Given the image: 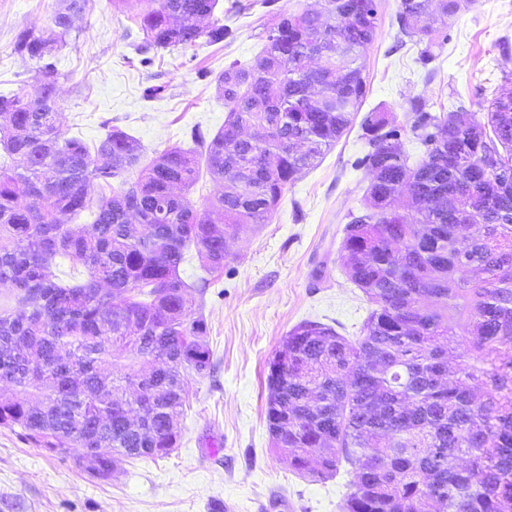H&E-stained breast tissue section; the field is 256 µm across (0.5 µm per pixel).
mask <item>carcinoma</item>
I'll return each mask as SVG.
<instances>
[{
  "instance_id": "obj_1",
  "label": "carcinoma",
  "mask_w": 512,
  "mask_h": 512,
  "mask_svg": "<svg viewBox=\"0 0 512 512\" xmlns=\"http://www.w3.org/2000/svg\"><path fill=\"white\" fill-rule=\"evenodd\" d=\"M218 2L109 0L138 11L147 66L152 51L224 42ZM475 2L400 0L398 37L433 60L437 26ZM86 4L66 0L46 35H17L39 83L0 94V383L11 385L0 426L49 451L80 449L104 479L124 459L178 447L187 378L212 369L205 317L186 305L209 280L191 285L180 266L193 248L205 272L223 271L226 238L267 223L352 127L380 3L275 14L258 67L232 62L217 78L224 126L211 137L195 126L199 149L144 165L139 140L108 121L93 149L61 132L57 59ZM412 108L424 147L414 165L391 113L361 120L367 151L353 168L370 182L342 251L374 309L354 341L316 321L288 332V367L267 375L272 447L300 474L354 468L343 512H512V88L483 123L463 106ZM203 166L219 190L198 206ZM95 185L109 193L92 198ZM88 208L92 223L62 222ZM59 257L85 278L63 283Z\"/></svg>"
}]
</instances>
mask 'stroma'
Listing matches in <instances>:
<instances>
[{"instance_id":"stroma-1","label":"stroma","mask_w":512,"mask_h":512,"mask_svg":"<svg viewBox=\"0 0 512 512\" xmlns=\"http://www.w3.org/2000/svg\"><path fill=\"white\" fill-rule=\"evenodd\" d=\"M58 0H0V93L38 83L34 61L14 51L16 34L45 31ZM289 0H220L216 12L233 32L219 45L203 42L158 51L144 67L135 12L88 0L79 30L61 53L57 90L65 137L96 147L105 122L133 135L146 157L191 147L190 129L213 134L227 115L216 79L230 62L254 67L262 54L260 25ZM399 0H381L375 41L360 63L369 92L364 110L384 106L402 127V149L418 161L423 149L409 131L411 102L439 115L459 99L484 119L494 95L512 80V0H477L448 20L441 55L425 63L413 45H399ZM160 85L159 97H146ZM352 127L319 165L288 186L268 223L243 229L226 243L224 270L205 296L191 295L206 318L213 373L190 376L180 419V445L158 459H128L109 478L79 463V449L50 452L20 427L0 426V512H342L355 471L301 475L271 449L266 421L267 362L304 321L332 326L356 339L372 308L341 258L349 212L369 184L351 167L365 150Z\"/></svg>"}]
</instances>
